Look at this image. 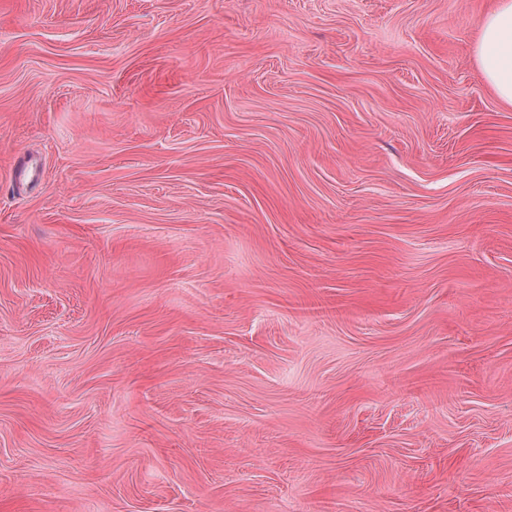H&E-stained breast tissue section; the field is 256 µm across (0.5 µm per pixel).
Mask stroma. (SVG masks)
Masks as SVG:
<instances>
[{
	"mask_svg": "<svg viewBox=\"0 0 512 512\" xmlns=\"http://www.w3.org/2000/svg\"><path fill=\"white\" fill-rule=\"evenodd\" d=\"M492 2L0 0V512H512Z\"/></svg>",
	"mask_w": 512,
	"mask_h": 512,
	"instance_id": "obj_1",
	"label": "stroma"
}]
</instances>
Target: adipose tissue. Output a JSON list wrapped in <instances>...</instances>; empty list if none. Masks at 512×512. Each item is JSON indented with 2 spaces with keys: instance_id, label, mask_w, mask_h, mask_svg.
Masks as SVG:
<instances>
[{
  "instance_id": "ef3b65f1",
  "label": "adipose tissue",
  "mask_w": 512,
  "mask_h": 512,
  "mask_svg": "<svg viewBox=\"0 0 512 512\" xmlns=\"http://www.w3.org/2000/svg\"><path fill=\"white\" fill-rule=\"evenodd\" d=\"M478 66L497 97L512 105V0H495L476 39Z\"/></svg>"
}]
</instances>
